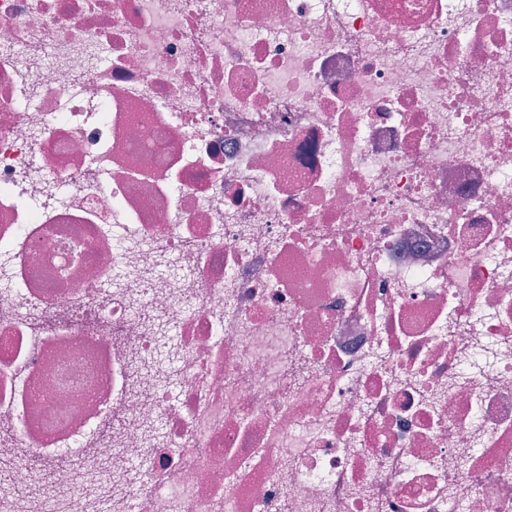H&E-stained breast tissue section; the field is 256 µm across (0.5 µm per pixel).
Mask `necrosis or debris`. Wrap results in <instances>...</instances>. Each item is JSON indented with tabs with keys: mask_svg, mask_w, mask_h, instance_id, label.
<instances>
[{
	"mask_svg": "<svg viewBox=\"0 0 512 512\" xmlns=\"http://www.w3.org/2000/svg\"><path fill=\"white\" fill-rule=\"evenodd\" d=\"M512 512V0H0V512Z\"/></svg>",
	"mask_w": 512,
	"mask_h": 512,
	"instance_id": "necrosis-or-debris-1",
	"label": "necrosis or debris"
}]
</instances>
